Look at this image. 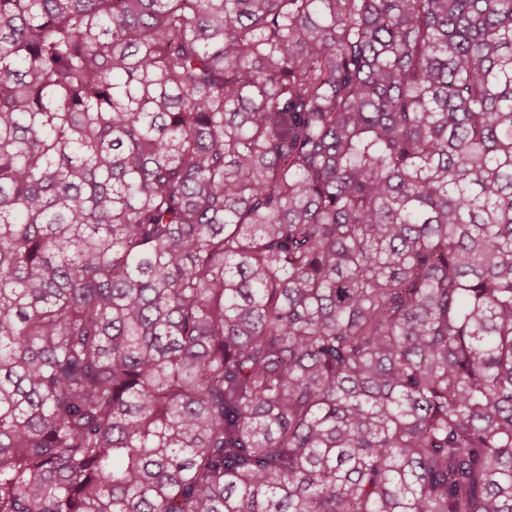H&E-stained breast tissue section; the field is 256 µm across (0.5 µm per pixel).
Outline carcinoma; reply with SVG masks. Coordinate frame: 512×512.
Returning <instances> with one entry per match:
<instances>
[{
  "mask_svg": "<svg viewBox=\"0 0 512 512\" xmlns=\"http://www.w3.org/2000/svg\"><path fill=\"white\" fill-rule=\"evenodd\" d=\"M0 512H512V0H0Z\"/></svg>",
  "mask_w": 512,
  "mask_h": 512,
  "instance_id": "cac0c4a2",
  "label": "carcinoma"
}]
</instances>
